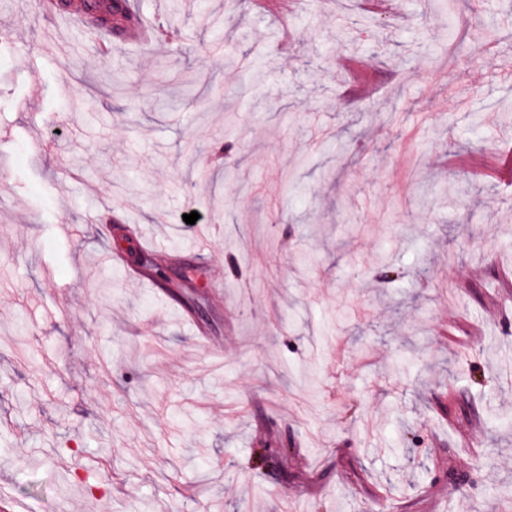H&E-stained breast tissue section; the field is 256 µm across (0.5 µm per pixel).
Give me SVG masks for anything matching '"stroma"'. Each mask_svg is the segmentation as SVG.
Masks as SVG:
<instances>
[{
  "label": "stroma",
  "instance_id": "obj_1",
  "mask_svg": "<svg viewBox=\"0 0 512 512\" xmlns=\"http://www.w3.org/2000/svg\"><path fill=\"white\" fill-rule=\"evenodd\" d=\"M137 3L0 0V506L512 500V182L445 162L512 153V0ZM113 0L103 3L97 0L86 1L83 23L86 28L94 31H110L115 36H121L124 31H119V20L127 16L131 21V12L128 9V0L113 5Z\"/></svg>",
  "mask_w": 512,
  "mask_h": 512
}]
</instances>
